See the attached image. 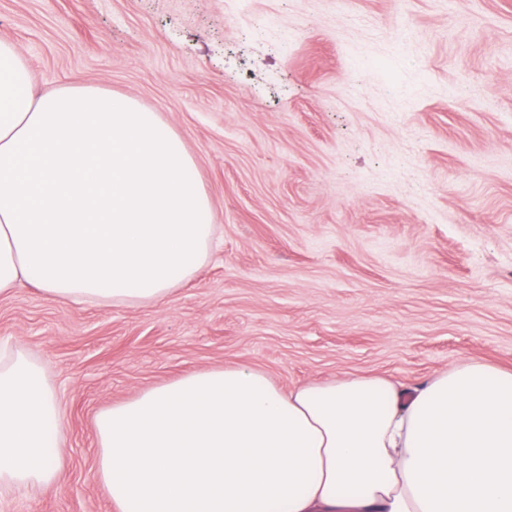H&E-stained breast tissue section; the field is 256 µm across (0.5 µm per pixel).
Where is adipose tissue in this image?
Here are the masks:
<instances>
[{
    "instance_id": "ef3b65f1",
    "label": "adipose tissue",
    "mask_w": 512,
    "mask_h": 512,
    "mask_svg": "<svg viewBox=\"0 0 512 512\" xmlns=\"http://www.w3.org/2000/svg\"><path fill=\"white\" fill-rule=\"evenodd\" d=\"M179 135L89 85L35 94L0 41V293L156 301L207 260L210 202ZM118 512H512V370L464 359L407 387L347 375L286 390L212 367L100 411ZM37 366L0 360V484L57 478Z\"/></svg>"
}]
</instances>
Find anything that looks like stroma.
<instances>
[{
  "label": "stroma",
  "mask_w": 512,
  "mask_h": 512,
  "mask_svg": "<svg viewBox=\"0 0 512 512\" xmlns=\"http://www.w3.org/2000/svg\"><path fill=\"white\" fill-rule=\"evenodd\" d=\"M35 91L128 97L180 136L215 243L162 299L24 285L0 345L40 365L60 475L0 512H116L94 418L205 368L283 388L512 369V0H0Z\"/></svg>",
  "instance_id": "stroma-1"
}]
</instances>
